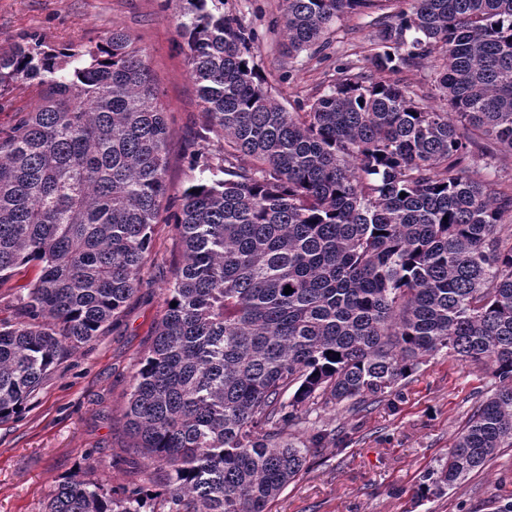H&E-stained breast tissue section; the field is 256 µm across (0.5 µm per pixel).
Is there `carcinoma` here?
<instances>
[{
	"label": "carcinoma",
	"instance_id": "cac0c4a2",
	"mask_svg": "<svg viewBox=\"0 0 512 512\" xmlns=\"http://www.w3.org/2000/svg\"><path fill=\"white\" fill-rule=\"evenodd\" d=\"M186 2L200 129L224 132L190 164L223 177L172 217L180 259L125 413L166 497L76 473L46 512H268L336 441L284 442L303 413L381 403L446 348L491 363L499 387L416 490L444 494L512 447V191L466 164L479 143L512 153V0H407L377 22L378 77L344 64L297 112L224 0ZM377 2L283 0L288 56ZM428 66L436 95L397 78ZM28 81L40 103L0 136V284L30 263L38 276L0 323V421L136 294L167 189L168 115L132 35L61 49L30 35L0 53V98Z\"/></svg>",
	"mask_w": 512,
	"mask_h": 512
}]
</instances>
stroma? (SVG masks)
<instances>
[{
	"label": "stroma",
	"mask_w": 512,
	"mask_h": 512,
	"mask_svg": "<svg viewBox=\"0 0 512 512\" xmlns=\"http://www.w3.org/2000/svg\"><path fill=\"white\" fill-rule=\"evenodd\" d=\"M282 2L224 0V10L256 32L254 62L293 112L327 86L342 62L368 67L383 12L344 16L324 43L290 57L283 52ZM183 7L182 0H0V53L28 34L55 47L95 41L115 29L137 38L170 119L164 204L172 212L201 178L186 153L224 143L219 132L205 142L199 137L201 105L179 35ZM177 257L172 226L155 225L141 285L117 320L61 360L20 417L0 422V512H44L59 482L77 472L115 490L157 480L132 447L125 410L132 377L164 314ZM497 384L486 366L443 349L402 382L394 406L380 403L357 414L344 404L313 407L292 429V441L324 428L335 430L336 440L310 457L308 470L270 512H495L498 501L512 497V448L500 449L446 494L422 500L415 491Z\"/></svg>",
	"instance_id": "obj_1"
}]
</instances>
